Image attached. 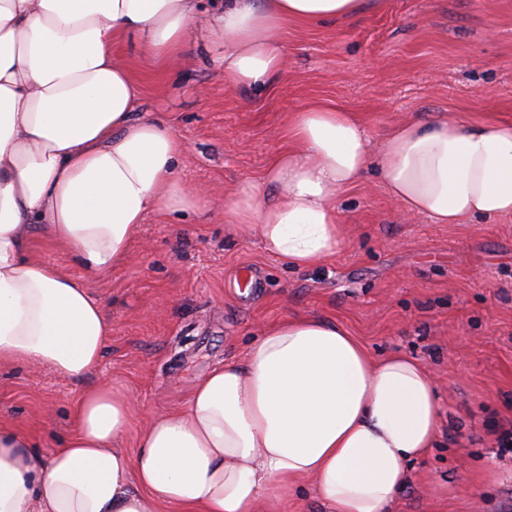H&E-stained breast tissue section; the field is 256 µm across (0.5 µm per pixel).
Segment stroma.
<instances>
[{"label": "stroma", "instance_id": "stroma-1", "mask_svg": "<svg viewBox=\"0 0 512 512\" xmlns=\"http://www.w3.org/2000/svg\"><path fill=\"white\" fill-rule=\"evenodd\" d=\"M215 10L203 0L188 61L128 60L143 86L138 111L192 146L178 173L206 189V219L149 216L128 257L99 275L34 240L36 258L83 276L112 334L99 368L78 379L0 368V420L48 452L99 382L161 413L184 405L214 366L242 359L262 327L316 316L344 325L375 357L419 361L440 393L437 444L410 463L391 512H512V457L496 442L498 426L512 423V217L407 216L371 171L337 201L347 238L328 262L298 269L256 236L224 233L225 193L261 177L288 146L290 112L306 103L352 112L374 150L408 120L512 121V0H381L351 20L288 21L286 64L262 91L225 83L224 43L208 32ZM243 266L251 283L237 275Z\"/></svg>", "mask_w": 512, "mask_h": 512}]
</instances>
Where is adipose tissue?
<instances>
[{"mask_svg": "<svg viewBox=\"0 0 512 512\" xmlns=\"http://www.w3.org/2000/svg\"><path fill=\"white\" fill-rule=\"evenodd\" d=\"M201 0H0V367L72 380L96 370L112 333L83 279L35 258L34 238L85 272L128 255L151 214L206 215L205 191L177 173L190 150L135 110L141 86L112 50L170 62ZM367 0H224L210 33L224 80L259 90L282 70L284 22L355 17ZM288 149L224 198L229 236L256 233L298 268L333 258L345 236L336 199L375 171L409 216L437 224L512 216V122L411 120L371 151L345 110L291 113ZM50 453L0 423V512H281L312 483L325 512H389L408 464L432 448L442 403L427 368L373 358L340 324L284 318L243 361L211 369L180 409L137 410L103 383L74 408ZM134 438L135 450L123 448Z\"/></svg>", "mask_w": 512, "mask_h": 512, "instance_id": "ef3b65f1", "label": "adipose tissue"}]
</instances>
